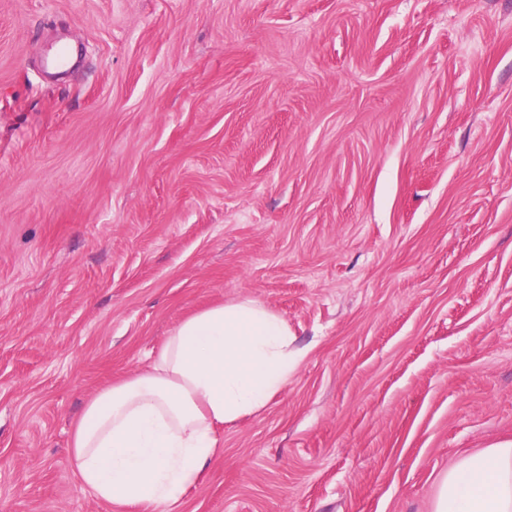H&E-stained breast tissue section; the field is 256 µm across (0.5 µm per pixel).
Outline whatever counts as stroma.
<instances>
[{
  "label": "stroma",
  "mask_w": 512,
  "mask_h": 512,
  "mask_svg": "<svg viewBox=\"0 0 512 512\" xmlns=\"http://www.w3.org/2000/svg\"><path fill=\"white\" fill-rule=\"evenodd\" d=\"M242 298L306 355L174 512H431L512 440V0H0V512H136L82 410Z\"/></svg>",
  "instance_id": "stroma-1"
}]
</instances>
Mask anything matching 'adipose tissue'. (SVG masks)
Here are the masks:
<instances>
[{
    "label": "adipose tissue",
    "mask_w": 512,
    "mask_h": 512,
    "mask_svg": "<svg viewBox=\"0 0 512 512\" xmlns=\"http://www.w3.org/2000/svg\"><path fill=\"white\" fill-rule=\"evenodd\" d=\"M304 355L287 321L253 299L186 319L148 368L86 404L75 473L100 500L173 512L217 455V430L264 410ZM433 512H512V441L449 466Z\"/></svg>",
    "instance_id": "1"
}]
</instances>
